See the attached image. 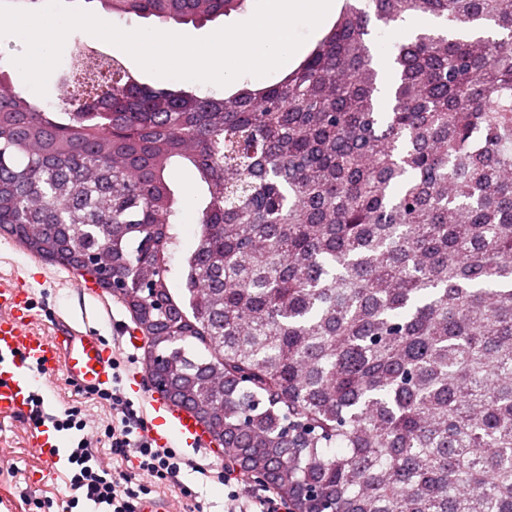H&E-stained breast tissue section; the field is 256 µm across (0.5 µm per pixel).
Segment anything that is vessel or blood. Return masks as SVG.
Listing matches in <instances>:
<instances>
[{"label":"vessel or blood","mask_w":512,"mask_h":512,"mask_svg":"<svg viewBox=\"0 0 512 512\" xmlns=\"http://www.w3.org/2000/svg\"><path fill=\"white\" fill-rule=\"evenodd\" d=\"M32 303L28 289L0 287V414L26 417L30 411L32 380H50L63 372L71 386L79 390L103 388L112 383V349L99 337L66 328L63 337L45 338L32 327ZM154 415L149 433L161 447L182 441L196 445L197 430L186 418L170 414L162 398L151 401ZM29 439L39 453L45 471L63 466L57 437L49 427H31Z\"/></svg>","instance_id":"1"}]
</instances>
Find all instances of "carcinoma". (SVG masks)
<instances>
[{"label":"carcinoma","instance_id":"cac0c4a2","mask_svg":"<svg viewBox=\"0 0 512 512\" xmlns=\"http://www.w3.org/2000/svg\"><path fill=\"white\" fill-rule=\"evenodd\" d=\"M100 2L185 23L246 0ZM411 17L441 30L392 45L385 94L372 32ZM105 69L57 112L0 75V226L131 279L150 256L154 291L123 295L148 374L174 354L291 512H512V0H343L282 79L222 98ZM177 168L199 238L173 288Z\"/></svg>","mask_w":512,"mask_h":512}]
</instances>
